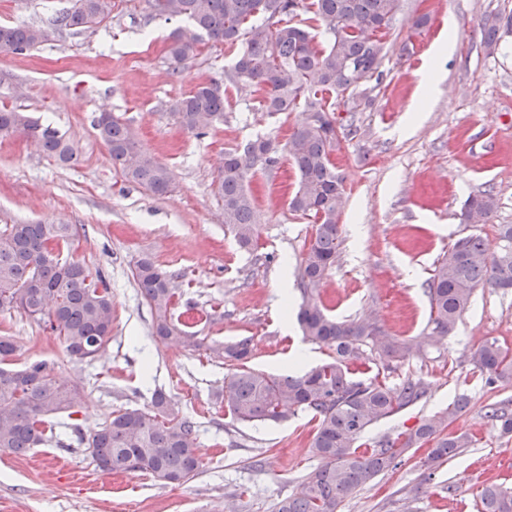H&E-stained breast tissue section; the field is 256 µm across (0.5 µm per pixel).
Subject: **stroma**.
Returning a JSON list of instances; mask_svg holds the SVG:
<instances>
[{
    "mask_svg": "<svg viewBox=\"0 0 512 512\" xmlns=\"http://www.w3.org/2000/svg\"><path fill=\"white\" fill-rule=\"evenodd\" d=\"M109 19L80 34L53 20L69 0H0V25H35L36 48L0 50V105L19 106L53 123L77 149L66 166L20 136H0V225L71 224L79 234L73 257L105 276L112 291V339L97 356L70 357L61 342L19 314L0 313V336L19 347L16 366L47 362L83 390L77 414L55 418L54 438L25 454L0 450V512H273L297 492L315 467L311 416L244 424L225 416L218 395L229 368L194 340L163 343L151 334L152 311L132 277L148 257L178 274L184 316L193 330L218 343L249 338L252 366L298 374L294 356L308 348V366L328 360L327 348L305 344L296 321L297 268L311 226L289 209L297 177L289 162L257 170L248 186L260 213L257 247H240L224 224L214 181L224 151L257 137L284 138L305 112L269 114L244 95H232L224 121L204 136L183 130L172 104L198 82L221 77L232 61L210 45L180 74L167 55L178 20L151 19L144 0H115ZM512 14V0H402L387 36L396 49L384 60L374 103L358 113L359 131L334 154L346 177L341 257L322 284L332 314L372 315L391 335L420 337L430 313L428 282L437 259L471 232L494 240L512 224V50L494 55L480 46V27ZM427 16L423 28L414 20ZM453 51L440 66L438 90L416 124L420 72L445 37ZM109 112L173 173L176 189L156 197L125 182L92 127ZM494 189L499 207L472 226L460 219L470 193ZM291 298L282 300L283 283ZM512 348V291L476 289L455 331L407 360L372 366L365 380L399 386L420 377L426 396L372 426L367 439L396 436L444 411L459 395L469 403L450 424L474 439L432 480H420L426 449H414L397 470L378 476L340 512H477L489 483L512 487L495 462L512 450L485 416L488 404L512 401V379L485 384L470 355L483 342ZM164 391L192 418L200 473L166 484L145 471H99L81 434L112 412L150 403Z\"/></svg>",
    "mask_w": 512,
    "mask_h": 512,
    "instance_id": "obj_1",
    "label": "stroma"
}]
</instances>
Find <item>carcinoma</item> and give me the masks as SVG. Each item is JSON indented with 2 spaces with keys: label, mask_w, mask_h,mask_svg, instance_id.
<instances>
[{
  "label": "carcinoma",
  "mask_w": 512,
  "mask_h": 512,
  "mask_svg": "<svg viewBox=\"0 0 512 512\" xmlns=\"http://www.w3.org/2000/svg\"><path fill=\"white\" fill-rule=\"evenodd\" d=\"M153 16L182 19L168 46L175 68L186 67L199 46L219 43L235 52L224 78L198 83L175 101L172 114L180 127L206 133L224 119V102L231 92L245 94L260 110L273 113L301 108L306 120L295 126L285 144L257 138L224 151L215 194L224 203V224L242 247L258 237L257 205L245 183L250 172L274 170L279 154H288L298 188L290 210L314 224L298 268L301 303L297 320L304 338L331 351V360L301 375H280L247 366V338L207 350L233 366L224 377V413L240 423H278L300 412L316 422L310 448L319 463L302 476L297 493L280 499L274 512H339L378 475L394 471L413 448L428 447L422 466L439 468L464 448L470 435L448 432L450 421L467 406L461 396L448 411L427 417L392 438L388 435L360 449L359 441L373 425L421 399L427 392L420 377H409L398 389L378 381L357 380L370 365L401 362L422 344L450 335L480 286L512 289V224H499L496 245L471 232L458 238L438 259L428 283L430 331L413 342L388 335L366 316L340 320L324 307L319 288L340 256L345 178L333 154L339 135L357 131L356 112L372 105L381 84V66L394 44L385 36L401 0H146ZM112 0H71L54 23L75 33L92 29L112 13ZM306 14L307 24L293 23ZM512 36V15L481 26V44L493 54ZM36 26H0V49L29 51L44 41ZM375 85L360 87V83ZM348 118L338 121L336 101ZM93 128L124 180L153 196L171 193V170L144 151L129 127L110 113L93 120ZM36 141L43 152L71 163L76 151L58 130L20 109H0V133ZM491 189L470 194L462 221L483 224L498 209ZM73 242L68 224H5L0 228V313L16 312L58 338L68 355L92 356L112 338V293L99 272L83 262L64 258ZM140 295L153 313L152 335L159 341L187 335L188 323L175 320V279L149 258L132 270ZM18 346L0 336V449L14 453L36 448L54 437L53 418L77 413L82 388L55 374L44 361L20 368L9 366ZM473 369L493 384L512 378V351L488 340L470 358ZM486 417L502 437L512 436L508 405L487 408ZM87 444L98 468L106 473L147 471L167 484L192 480L201 467L196 454V430L180 415L167 395L154 393L150 404L115 411L91 431ZM478 512H512V488L489 484L482 488Z\"/></svg>",
  "instance_id": "cac0c4a2"
}]
</instances>
